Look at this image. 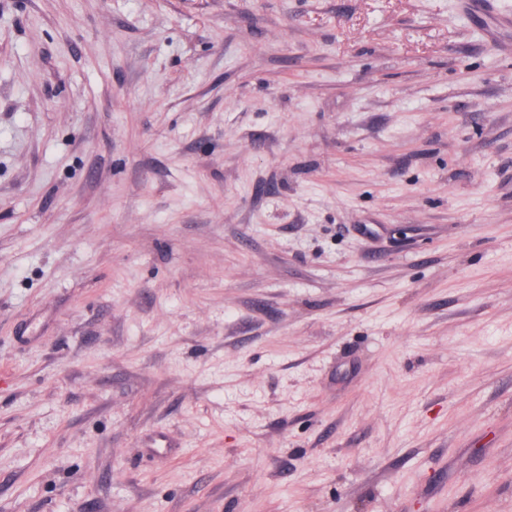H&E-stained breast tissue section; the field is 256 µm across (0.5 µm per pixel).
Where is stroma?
<instances>
[{"instance_id": "1", "label": "stroma", "mask_w": 512, "mask_h": 512, "mask_svg": "<svg viewBox=\"0 0 512 512\" xmlns=\"http://www.w3.org/2000/svg\"><path fill=\"white\" fill-rule=\"evenodd\" d=\"M460 0H0V512H512V31Z\"/></svg>"}]
</instances>
